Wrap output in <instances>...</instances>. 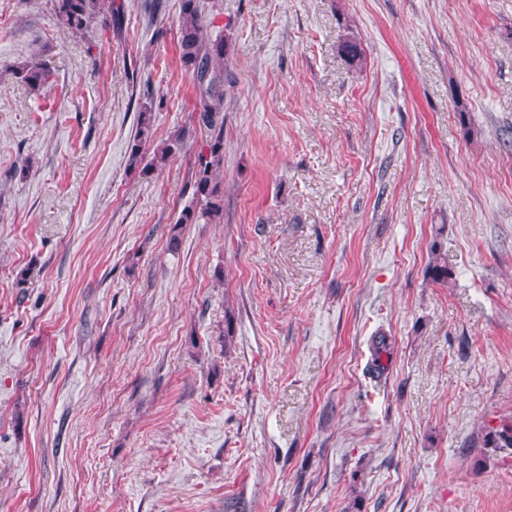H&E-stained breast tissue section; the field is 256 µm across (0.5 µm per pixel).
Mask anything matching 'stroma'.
I'll use <instances>...</instances> for the list:
<instances>
[{
    "instance_id": "obj_1",
    "label": "stroma",
    "mask_w": 512,
    "mask_h": 512,
    "mask_svg": "<svg viewBox=\"0 0 512 512\" xmlns=\"http://www.w3.org/2000/svg\"><path fill=\"white\" fill-rule=\"evenodd\" d=\"M200 5L224 218L172 251L181 0H0V512H512V0ZM54 7L57 17L77 30L83 29L99 13L118 25L124 13L121 0H55ZM339 52L352 64L362 65L364 62L365 56L361 39H359L351 30L346 34L341 35L339 41ZM189 136V129L180 128L176 130L168 140L163 144V146L154 153V157L150 162H147L142 167V172L147 173L150 169L160 165L165 162L169 156L175 155L177 152H180L187 146V138Z\"/></svg>"
}]
</instances>
